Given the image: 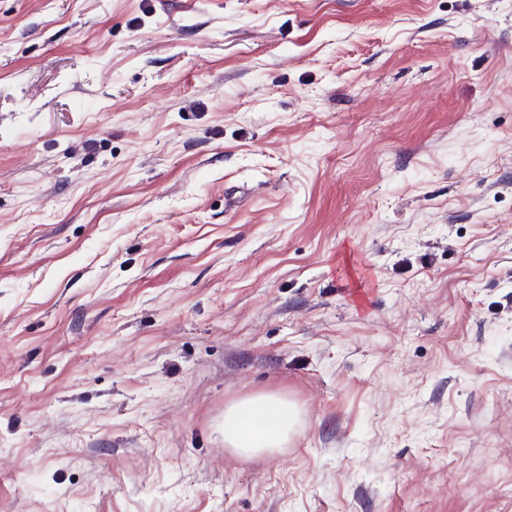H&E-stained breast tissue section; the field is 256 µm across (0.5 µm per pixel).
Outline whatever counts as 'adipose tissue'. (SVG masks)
<instances>
[{
    "mask_svg": "<svg viewBox=\"0 0 512 512\" xmlns=\"http://www.w3.org/2000/svg\"><path fill=\"white\" fill-rule=\"evenodd\" d=\"M295 417L294 406L275 395L233 403L224 412V442L246 457L281 447Z\"/></svg>",
    "mask_w": 512,
    "mask_h": 512,
    "instance_id": "obj_1",
    "label": "adipose tissue"
}]
</instances>
